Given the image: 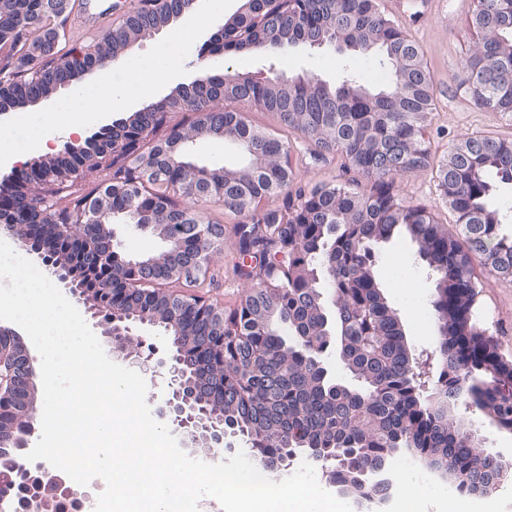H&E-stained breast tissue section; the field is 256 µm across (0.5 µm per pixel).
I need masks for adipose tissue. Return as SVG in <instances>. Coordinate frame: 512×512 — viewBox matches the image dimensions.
<instances>
[{
	"mask_svg": "<svg viewBox=\"0 0 512 512\" xmlns=\"http://www.w3.org/2000/svg\"><path fill=\"white\" fill-rule=\"evenodd\" d=\"M122 68V62H115L111 71L100 74L94 82L74 87L59 104L57 122L44 134L28 139L25 145L10 140L9 129H1L0 165L14 164L30 152L46 151L56 138L80 133L81 126L71 121V114L90 112L99 119L133 101L149 99L157 86L159 68L147 65L138 68L128 81L113 83V73Z\"/></svg>",
	"mask_w": 512,
	"mask_h": 512,
	"instance_id": "obj_1",
	"label": "adipose tissue"
}]
</instances>
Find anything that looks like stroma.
Masks as SVG:
<instances>
[{
	"mask_svg": "<svg viewBox=\"0 0 512 512\" xmlns=\"http://www.w3.org/2000/svg\"><path fill=\"white\" fill-rule=\"evenodd\" d=\"M383 4L386 13L401 21L409 37L422 48L435 98V108L425 130L432 167L397 177L395 192L406 203L425 206L440 223L450 227L455 217L440 194L434 166L441 164L455 142L467 136L488 135L512 141V117L477 109L457 76L459 60L474 52L478 43L469 28L478 0H383ZM125 57L132 70L143 62L156 60L162 61L164 67L178 68V77L159 81L157 93L161 96L204 79L207 72L199 68L204 59L210 60L212 71L222 73L230 69L260 81L279 73L289 78L315 77L337 84L351 73L365 84L378 85L389 77L377 56L351 50H312L297 45L270 48L259 54L247 52L211 58L196 38L176 37L171 25L130 46ZM290 143L297 186L348 185L361 180V173L341 154L313 156L307 142L298 134L291 135ZM199 210L204 221L223 224L224 242L210 258L205 282L193 288L192 293L223 309L237 308L247 293L246 284L232 269L237 254L234 233L237 219L225 213L219 203L200 204ZM374 251L378 281L397 311L413 357L425 366L422 389L430 391L436 379L434 353L438 342L434 277L410 240L395 238L376 245ZM474 273L481 285L475 318L487 334L495 337L500 351L512 358V279L491 275L479 265ZM393 473L434 485L435 493L425 503L423 512H441L450 490L440 476L423 468L407 452L397 458Z\"/></svg>",
	"mask_w": 512,
	"mask_h": 512,
	"instance_id": "stroma-1",
	"label": "stroma"
}]
</instances>
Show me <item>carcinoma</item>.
<instances>
[{"instance_id":"carcinoma-1","label":"carcinoma","mask_w":512,"mask_h":512,"mask_svg":"<svg viewBox=\"0 0 512 512\" xmlns=\"http://www.w3.org/2000/svg\"><path fill=\"white\" fill-rule=\"evenodd\" d=\"M189 8V0H149L87 53L67 48L58 21L63 8L53 0H0V112L77 86L84 71L112 63ZM262 17L263 25H251L245 39L237 25L225 26L223 50L236 53L249 49L251 41L268 39L307 45L322 36L378 54L392 75L377 87L354 78L339 85L314 77L283 84L244 75L226 86L220 76H210L180 91L171 104L136 112L98 133L79 154L66 150L37 162L41 171L59 176L80 170L83 179L97 181L89 191L67 183L70 202L56 210L57 218L63 222L87 199L107 193L114 215L141 206V221L165 247L136 261L154 269L162 284L190 287L195 273L170 280L168 267L179 255L172 247V225L190 221L198 203L193 189L212 184L231 214L250 207L252 223L235 225L238 255L249 257L247 264H234L237 277L250 285L244 306L224 314L222 329L209 325L199 309L190 306L184 314L192 335L210 336L204 346L184 340L201 383L220 394L204 405L208 414L224 417L225 426L246 437L249 451L268 471H280L277 464L298 454L320 458L343 494L378 497L364 485L366 471L392 464L407 450L429 470L447 467L469 494L486 495L499 487L504 463L484 454L471 427L448 415V405L462 402L512 431V360L501 356L494 338L473 320L479 294L475 263L512 276V237L501 233V215L491 203L495 185L488 181L493 174L512 184V142L469 136L467 153L439 165V184L454 188L452 233L427 208L406 204L393 193L399 172L385 165L400 160L405 174L430 165L422 130L433 111L432 82L425 68L403 77V65L423 60V53L401 25L384 14L378 0H284L265 8ZM470 28L483 39L477 52L459 61L462 83L479 110L512 115V0H479ZM251 99L273 114L275 130L252 123L235 108ZM173 112L192 118L153 140ZM132 128L146 133L147 144L142 156L148 164L136 177L112 156L113 146L124 143ZM295 132L313 146L315 156L343 155L370 188L293 189L288 134ZM203 140L231 144L234 162L202 169L192 154ZM28 183L11 182L9 208L0 210V223H16L20 234L47 246L91 305L108 311L110 295L121 289L119 280H99L78 257L76 243L57 250L40 202L45 193L58 200L63 195L45 184L32 194ZM275 187L285 198L281 206L268 204ZM395 237L414 242L435 277L439 373L431 399L422 397L401 321L376 278L370 245ZM298 269L323 271L325 277L311 286L296 275ZM324 286L336 295L333 311L324 303ZM170 297L153 289L130 312L171 334ZM329 348L351 383L318 368ZM38 402V386L22 387L15 406L17 432L25 429Z\"/></svg>"}]
</instances>
